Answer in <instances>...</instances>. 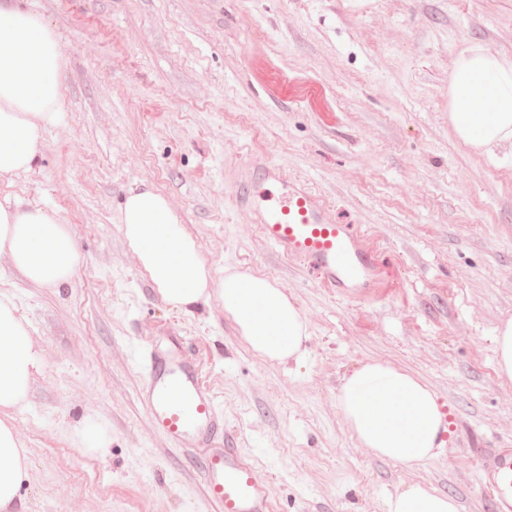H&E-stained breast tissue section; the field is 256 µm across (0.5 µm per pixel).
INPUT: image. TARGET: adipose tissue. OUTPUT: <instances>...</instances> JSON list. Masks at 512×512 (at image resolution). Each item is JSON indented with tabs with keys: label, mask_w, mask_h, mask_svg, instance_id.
<instances>
[{
	"label": "adipose tissue",
	"mask_w": 512,
	"mask_h": 512,
	"mask_svg": "<svg viewBox=\"0 0 512 512\" xmlns=\"http://www.w3.org/2000/svg\"><path fill=\"white\" fill-rule=\"evenodd\" d=\"M62 57L56 32L30 0H0V177L32 170L43 134L62 111ZM448 122L455 137L489 160L512 149V59L477 44L458 54L448 85ZM124 238L152 288L191 312L218 306L251 350L281 364L300 362L307 320L277 282L247 269L215 276L167 197L151 187L130 191L120 206ZM34 285H72L79 254L68 225L53 209L0 195V256ZM43 365L29 323L13 295L0 293V512H23L21 490L32 463L13 411L28 406ZM337 402L357 442L374 457L405 464L435 458L448 423L437 394L389 364L370 361L345 376ZM387 512H460L457 498L423 484L390 496Z\"/></svg>",
	"instance_id": "1"
}]
</instances>
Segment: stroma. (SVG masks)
I'll return each instance as SVG.
<instances>
[{"label":"stroma","mask_w":512,"mask_h":512,"mask_svg":"<svg viewBox=\"0 0 512 512\" xmlns=\"http://www.w3.org/2000/svg\"><path fill=\"white\" fill-rule=\"evenodd\" d=\"M59 36L63 114L31 173L0 191L68 224L79 263L36 288L0 258L43 355L14 415L32 478L25 512H207L199 454L143 406L147 352L177 356L217 402L226 446L271 512H387L420 483L493 512L480 451L512 448V382L494 330L512 317V164L448 126V77L475 43L512 57V0H33ZM283 168L380 254L377 284L341 291L266 244L235 206L253 159ZM163 193L215 275L275 280L309 325L307 353L254 354L218 307L184 313L144 278L119 230L128 191ZM377 360L425 381L448 415L435 460L375 458L338 407ZM107 448L91 446L88 425Z\"/></svg>","instance_id":"1"}]
</instances>
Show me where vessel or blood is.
I'll return each instance as SVG.
<instances>
[{
    "instance_id": "obj_1",
    "label": "vessel or blood",
    "mask_w": 512,
    "mask_h": 512,
    "mask_svg": "<svg viewBox=\"0 0 512 512\" xmlns=\"http://www.w3.org/2000/svg\"><path fill=\"white\" fill-rule=\"evenodd\" d=\"M280 184L272 192L271 184ZM235 202L258 224L277 252L298 260L329 287L362 288L375 277L377 255L354 224H339L323 201L289 181L278 166L255 161L238 176ZM145 407L170 439L206 448L205 498L211 512H270L266 485L255 466L234 448L212 449L220 428L213 397L196 373L172 358L149 354ZM481 471L495 512H512V448L482 454Z\"/></svg>"
}]
</instances>
